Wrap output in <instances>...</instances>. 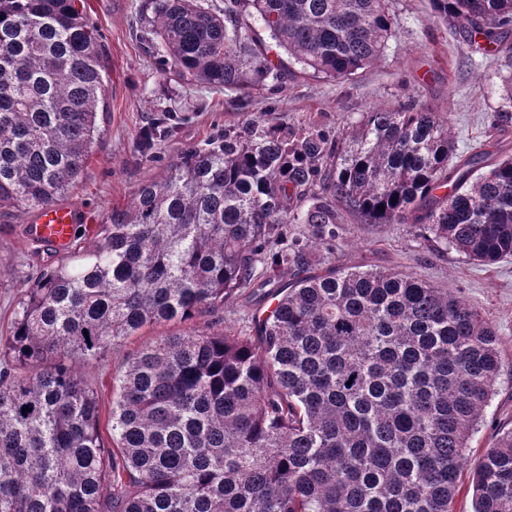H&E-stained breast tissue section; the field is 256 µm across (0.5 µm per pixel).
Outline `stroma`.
Returning a JSON list of instances; mask_svg holds the SVG:
<instances>
[{
    "mask_svg": "<svg viewBox=\"0 0 512 512\" xmlns=\"http://www.w3.org/2000/svg\"><path fill=\"white\" fill-rule=\"evenodd\" d=\"M142 2L79 0L100 35L110 110L81 176L60 199L81 216L76 248L91 246L95 228L108 223L113 209L128 207L140 186L161 179L183 151L249 115L270 113L292 125L314 123L346 132L372 107L413 99L447 118L458 154L490 148L495 158L512 156V122L491 124L494 113L504 109L503 78L512 75V55L469 52L461 30L437 18L430 0H392L397 27L372 66L336 80L291 64L281 91L275 93L264 86L230 91L177 79L164 62L157 38L139 22ZM165 111L175 123L173 135L142 152L140 132ZM32 217V211L21 207L0 209V337L9 333L27 281L56 260L45 245L27 237L25 226ZM342 222L346 232L336 251L337 263L410 273L448 290L496 330L504 371L458 477L456 507L470 512L474 465L493 444L498 429L512 427V259L484 265L452 251L431 252L418 229L408 224H362L348 216ZM159 335V329H143L85 368L98 394L104 443L112 441L116 376L134 351Z\"/></svg>",
    "mask_w": 512,
    "mask_h": 512,
    "instance_id": "stroma-1",
    "label": "stroma"
}]
</instances>
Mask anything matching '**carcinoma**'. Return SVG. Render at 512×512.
Segmentation results:
<instances>
[{"mask_svg": "<svg viewBox=\"0 0 512 512\" xmlns=\"http://www.w3.org/2000/svg\"><path fill=\"white\" fill-rule=\"evenodd\" d=\"M432 5L470 47L512 51V0ZM253 11L333 79L380 59L396 25L390 0L140 8L179 76L236 91L283 79ZM106 111L76 0H0V209L55 204ZM174 129L164 113L140 146ZM454 150L447 122L409 101L347 134L250 116L184 151L23 291L0 342V512H455L502 371L495 329L409 273L336 265L344 212L410 224L436 253L511 259L512 158L451 164ZM240 300L238 330L196 322ZM177 322L130 355L106 446L97 394L66 360ZM473 512H512V428L474 467Z\"/></svg>", "mask_w": 512, "mask_h": 512, "instance_id": "obj_1", "label": "carcinoma"}]
</instances>
